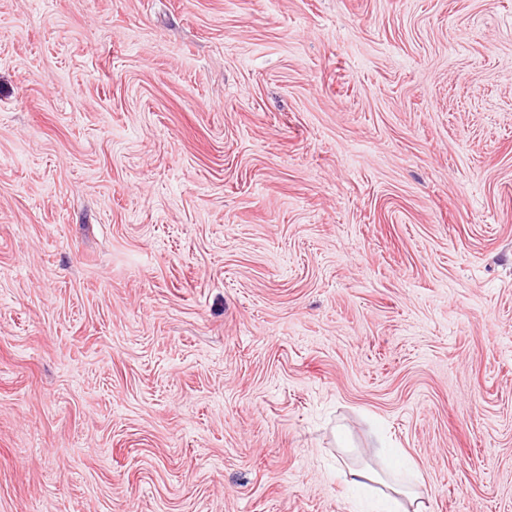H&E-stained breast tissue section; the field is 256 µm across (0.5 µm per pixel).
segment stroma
<instances>
[{
    "instance_id": "obj_1",
    "label": "stroma",
    "mask_w": 512,
    "mask_h": 512,
    "mask_svg": "<svg viewBox=\"0 0 512 512\" xmlns=\"http://www.w3.org/2000/svg\"><path fill=\"white\" fill-rule=\"evenodd\" d=\"M512 512V0H0V512Z\"/></svg>"
}]
</instances>
